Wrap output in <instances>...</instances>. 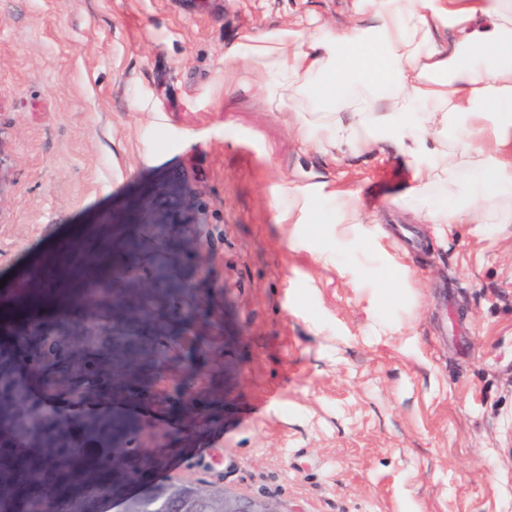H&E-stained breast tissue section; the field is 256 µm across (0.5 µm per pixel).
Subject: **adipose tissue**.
Here are the masks:
<instances>
[{"instance_id":"ef3b65f1","label":"adipose tissue","mask_w":512,"mask_h":512,"mask_svg":"<svg viewBox=\"0 0 512 512\" xmlns=\"http://www.w3.org/2000/svg\"><path fill=\"white\" fill-rule=\"evenodd\" d=\"M257 84L314 150L389 152L430 224H512V0H353L348 19L243 32L224 90ZM444 194H434V187ZM281 224H356L358 195L283 184Z\"/></svg>"}]
</instances>
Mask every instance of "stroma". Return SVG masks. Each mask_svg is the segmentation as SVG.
Instances as JSON below:
<instances>
[{"label": "stroma", "mask_w": 512, "mask_h": 512, "mask_svg": "<svg viewBox=\"0 0 512 512\" xmlns=\"http://www.w3.org/2000/svg\"><path fill=\"white\" fill-rule=\"evenodd\" d=\"M351 8L0 0V280L37 269L41 300L0 311L37 324L19 368L61 336L60 368L99 380L40 400L108 409L112 297L148 287L168 244L197 316L162 303L167 357L134 411L150 453L178 458L169 478L279 512H512V224L434 233L397 157L319 154L256 90L224 94L242 29ZM170 174L193 210L160 239L137 210L164 207ZM288 180L355 191L361 223H277Z\"/></svg>", "instance_id": "obj_1"}]
</instances>
